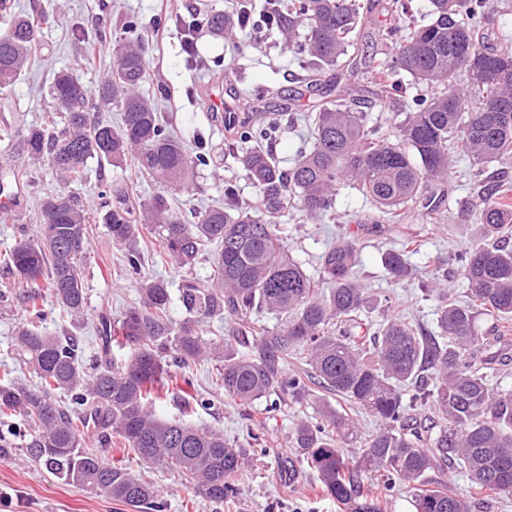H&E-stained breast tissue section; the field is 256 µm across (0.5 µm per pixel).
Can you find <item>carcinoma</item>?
Here are the masks:
<instances>
[{"label": "carcinoma", "mask_w": 512, "mask_h": 512, "mask_svg": "<svg viewBox=\"0 0 512 512\" xmlns=\"http://www.w3.org/2000/svg\"><path fill=\"white\" fill-rule=\"evenodd\" d=\"M267 13L288 33L312 86L321 84L325 70L340 66L365 20L358 0H293L288 11L275 3ZM484 14L485 0H429V23L405 35L396 26L382 32L395 51L371 71L377 94L405 97L409 87L397 79L401 74L436 87L429 97H412L413 111L404 113L392 140L371 129L368 113L349 92L312 106V147L287 169L262 145L276 122H243L225 153L243 166L256 204L240 205L237 188L227 183L224 206L197 210L191 222L172 210L168 192L188 188L205 154L176 136L154 100L140 92L146 44L137 37L138 23L128 21L124 37L112 44L116 67L95 93L72 73L57 72L43 122L4 130L0 140H18L31 160L48 161L65 184L82 181L92 160L118 166L131 157L157 190L141 202L119 192L99 207L69 191L47 196L36 232L6 253L4 264L18 282L38 288L46 281L60 312L78 323L87 306L80 272L87 224H104L126 249L139 300L117 322L101 319L102 356L88 368L78 337L41 331L44 311L30 301L14 347L37 382L26 388L0 378V420L24 422L18 441L3 440L0 457L20 449L66 486L138 512H162L165 504L153 485L86 446L92 427L100 444L115 433L144 463L179 471L199 495L231 500L247 464L243 451L209 427L157 411L167 397L169 362L185 369L209 359L220 363L216 381L224 396L243 406L271 396L313 403V382L379 422L363 438L353 419L323 405L318 417L295 428L297 461L317 474L323 493L352 512H380L379 497L398 481L412 493L416 512H468L467 501L453 492L426 487L427 474L447 464L463 467L478 493L512 498V389L493 383L494 372L512 364L505 326L512 320V248L498 241L512 226V183L497 169L512 163V46L505 38L490 42L481 27ZM201 21L224 37L238 27V13L211 11ZM37 27L33 17L0 0V90L12 87L30 65ZM300 29L307 34L296 43ZM114 108L121 112L117 126L92 116ZM458 158L471 163L481 197L468 214L480 233L451 257L467 283V299L448 300L440 289L444 263L426 262L418 274L422 288L438 296L439 334L417 331L390 313L364 335L360 313L370 299L356 275V241L328 246L315 279L288 254L278 234L280 218L297 209L314 221L336 220L337 191L347 184L392 220L430 182L445 180ZM145 229L155 234V256L181 268L194 267L206 248L215 247L208 284L190 277L178 284L186 312L180 322L168 315V284L141 276L138 242ZM419 249L409 237L384 253L393 279L412 275L408 257ZM261 313L277 315L279 325L259 324ZM483 315L493 320L485 336L477 326ZM216 317L233 320L237 335L252 337L246 350L201 337L203 323ZM304 354L309 369L288 372V357ZM55 393L66 400L57 401ZM422 408L439 420L432 439H424L414 414ZM347 442L361 444L359 459L343 455L340 445Z\"/></svg>", "instance_id": "cac0c4a2"}]
</instances>
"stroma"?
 Returning a JSON list of instances; mask_svg holds the SVG:
<instances>
[{
    "mask_svg": "<svg viewBox=\"0 0 512 512\" xmlns=\"http://www.w3.org/2000/svg\"><path fill=\"white\" fill-rule=\"evenodd\" d=\"M14 11L38 19L35 56L15 84L0 93V130L21 129L41 122L50 106L48 88L56 71H71L89 89H96L102 76L115 65L112 44L122 34L121 25L136 20L148 46L146 56V95L153 97L162 117L190 144H202L207 155L199 167L190 190L173 197L182 212L224 201V185L232 183L240 202L253 201L255 194L245 171L224 153L229 127L224 120V104H231L238 116L251 118L254 124L277 118L279 125L267 142L268 148L283 167H290L300 149L311 147L301 115L312 102L302 69L282 31L259 29L252 34L235 33L230 38H216L200 32L195 55L182 47L181 29L176 16L197 12L228 11L236 0H171L168 14H161L156 0H10ZM374 24L359 33L360 51L350 70L326 76L325 81L345 87L363 82L367 71L381 63L393 51L383 44L381 30L394 18L383 6L372 12ZM164 27L163 40H156V27ZM98 39L95 64H88L80 35ZM9 152L8 170L28 171L25 196L16 210L0 209V251L22 232H34L41 199L60 190L61 185L48 164H36L20 148ZM466 162H458L454 173L442 183L432 185L435 194H444L447 209L441 218L427 219L421 205H414L402 224L389 223L373 203L351 187L340 190L336 200V222L315 223L302 213L290 211L280 220V234L288 252L307 274L318 276L319 257L337 235L354 238L360 245L356 268L360 282L367 288L376 306L363 313L362 320L373 326L382 321L384 299L399 305L406 322L424 331L436 332L437 303L425 299L414 281H396L384 269L381 256L399 247L404 234L420 241V251L411 255V264L426 258H448L465 248L477 231L469 223L465 209L479 202L478 189L466 174ZM145 198L154 185L133 163L115 167L104 162L91 164L80 193L101 203L113 197L116 189ZM88 252L81 264L87 292V312L80 325L70 326L59 318L55 302L43 295L39 303L47 317L44 328L50 332L73 329L81 340L84 359H92L99 349L96 327L100 316L119 318L138 300L135 279L126 268L125 249L113 243L105 225L88 227ZM150 233H143L140 246L146 251L142 273L167 280L178 286L182 278L193 277L208 282L212 272L211 255H202L193 269L160 262L150 257ZM29 305V291L14 285V278L0 263V370L11 369L19 383L32 385L36 379L30 369L14 360L11 343L14 328ZM212 362L191 365V380L185 392L173 391L160 408L165 416L177 415L183 393L208 398L207 408L187 412L188 420L204 423L223 433L235 448L248 451L251 462L238 476L239 496L225 504H215L184 484L173 470L139 462L120 436H113L104 460L111 465L132 469L157 489L163 512H342L335 500L319 489L316 474L306 468L289 475L288 461L295 449L292 437L296 424L313 419L315 405H296L289 401L270 406L265 400L241 406L224 396L215 382ZM430 486L448 487L468 501L471 512H512V499H491L476 495L466 473L448 465L428 476ZM0 512H135L134 508L90 492L60 484L45 470L36 467L19 450L0 459Z\"/></svg>",
    "mask_w": 512,
    "mask_h": 512,
    "instance_id": "obj_1",
    "label": "stroma"
}]
</instances>
